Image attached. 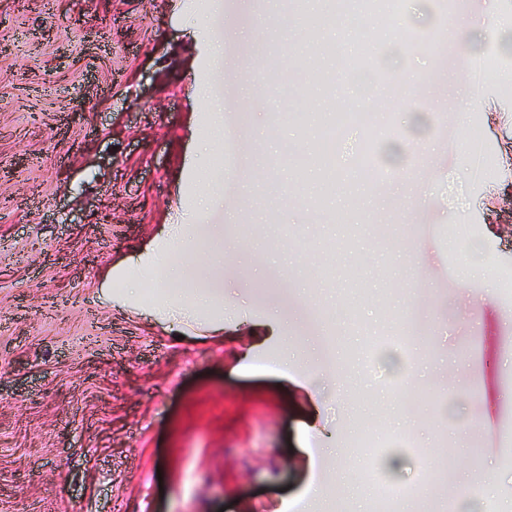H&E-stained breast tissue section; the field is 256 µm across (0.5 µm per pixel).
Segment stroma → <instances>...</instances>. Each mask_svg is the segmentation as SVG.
<instances>
[{"mask_svg":"<svg viewBox=\"0 0 512 512\" xmlns=\"http://www.w3.org/2000/svg\"><path fill=\"white\" fill-rule=\"evenodd\" d=\"M327 8L0 0V512H367L360 442L378 426L386 481L444 468L456 512H512V84L495 77L512 71V0H461L439 24L420 0L345 44L427 75L418 109L437 154L414 161L416 205L398 167L371 187L319 161L315 126L337 100L251 80L274 43L295 66L329 64ZM481 16L473 52L448 41ZM413 29L433 54H387ZM454 82L500 121L461 120ZM403 94L388 84L376 108L400 143L417 135ZM217 107L240 142L229 177L223 153L201 152ZM462 122L493 147L478 179ZM286 142L301 167L281 164ZM180 213L224 227L215 333L156 317L145 276L130 305L98 299L101 270ZM461 238L483 264L464 282Z\"/></svg>","mask_w":512,"mask_h":512,"instance_id":"stroma-1","label":"stroma"}]
</instances>
